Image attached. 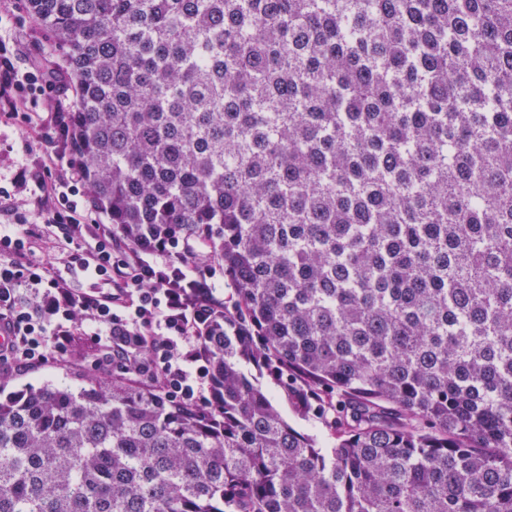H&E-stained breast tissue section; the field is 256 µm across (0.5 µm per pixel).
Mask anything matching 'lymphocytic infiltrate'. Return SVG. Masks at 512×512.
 I'll use <instances>...</instances> for the list:
<instances>
[{
	"mask_svg": "<svg viewBox=\"0 0 512 512\" xmlns=\"http://www.w3.org/2000/svg\"><path fill=\"white\" fill-rule=\"evenodd\" d=\"M40 76L17 66L15 41L0 29V114L68 138L76 105L66 86L44 111L26 107L22 89ZM22 178L43 211L37 228L0 231V332L10 338L0 364L31 372L77 361L108 375L117 348L132 376L150 375L182 403L208 402L201 338L224 314V265L210 259V243L170 236L141 247L91 221L86 176L69 153L52 151Z\"/></svg>",
	"mask_w": 512,
	"mask_h": 512,
	"instance_id": "f902f5d3",
	"label": "lymphocytic infiltrate"
}]
</instances>
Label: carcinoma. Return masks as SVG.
Segmentation results:
<instances>
[{"mask_svg": "<svg viewBox=\"0 0 512 512\" xmlns=\"http://www.w3.org/2000/svg\"><path fill=\"white\" fill-rule=\"evenodd\" d=\"M24 6L93 208L232 288L204 407L0 398V512H512V0ZM272 401L273 404L277 406V408L282 413L283 417L295 428L298 430L313 434L317 437L318 441L321 443V445L325 447L332 446V443L334 440L332 439L329 431L323 427L321 424L318 423H310L304 420H301L295 416V414L292 412L290 406L288 405V401L286 398L282 395L281 391L279 389H276L272 386Z\"/></svg>", "mask_w": 512, "mask_h": 512, "instance_id": "carcinoma-1", "label": "carcinoma"}]
</instances>
